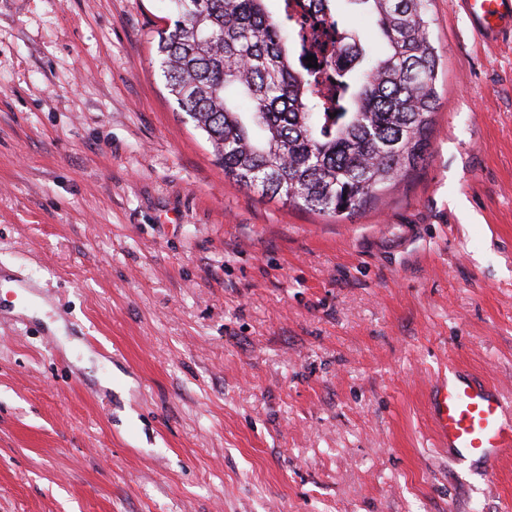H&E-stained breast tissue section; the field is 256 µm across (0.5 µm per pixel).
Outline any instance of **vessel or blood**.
<instances>
[{
	"label": "vessel or blood",
	"instance_id": "vessel-or-blood-1",
	"mask_svg": "<svg viewBox=\"0 0 512 512\" xmlns=\"http://www.w3.org/2000/svg\"><path fill=\"white\" fill-rule=\"evenodd\" d=\"M474 25L493 35L512 28V0H466ZM437 439L457 461L476 460L494 468L512 450V417L494 388L469 374L449 370L430 395Z\"/></svg>",
	"mask_w": 512,
	"mask_h": 512
}]
</instances>
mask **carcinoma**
Here are the masks:
<instances>
[{"label": "carcinoma", "instance_id": "obj_1", "mask_svg": "<svg viewBox=\"0 0 512 512\" xmlns=\"http://www.w3.org/2000/svg\"><path fill=\"white\" fill-rule=\"evenodd\" d=\"M158 33L170 95L207 135L224 177L310 210L352 216L427 159L438 106L439 55L430 0H360L386 45L336 29L318 67L297 57L266 0H170ZM336 76V97L323 94ZM242 95L264 133L252 138L230 105Z\"/></svg>", "mask_w": 512, "mask_h": 512}]
</instances>
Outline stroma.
I'll use <instances>...</instances> for the list:
<instances>
[{
  "label": "stroma",
  "mask_w": 512,
  "mask_h": 512,
  "mask_svg": "<svg viewBox=\"0 0 512 512\" xmlns=\"http://www.w3.org/2000/svg\"><path fill=\"white\" fill-rule=\"evenodd\" d=\"M430 14L429 158L338 218L225 179L169 0H0V512H512L428 404L455 366L512 406V36Z\"/></svg>",
  "instance_id": "35a3bbf8"
}]
</instances>
